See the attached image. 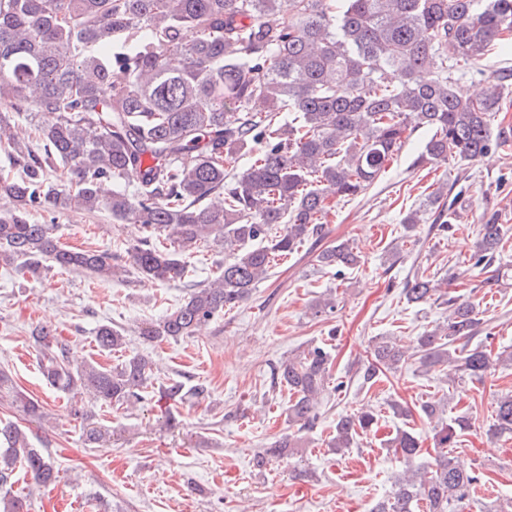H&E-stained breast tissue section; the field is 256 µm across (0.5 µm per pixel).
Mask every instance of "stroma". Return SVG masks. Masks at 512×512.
I'll return each instance as SVG.
<instances>
[{
  "instance_id": "35a3bbf8",
  "label": "stroma",
  "mask_w": 512,
  "mask_h": 512,
  "mask_svg": "<svg viewBox=\"0 0 512 512\" xmlns=\"http://www.w3.org/2000/svg\"><path fill=\"white\" fill-rule=\"evenodd\" d=\"M408 135L371 188L330 202L324 241L348 242L361 258L359 267L334 275L317 265L310 247H301L296 255L278 258L248 300L178 341L148 344L138 331L182 303L188 284L212 277L224 259L220 240L191 254L185 281L157 284L128 266L127 251L142 235L137 225L116 223L104 211L30 210L29 223L52 225L63 245L108 251L127 267L109 280L55 268L34 278L0 267V366L13 379L12 389L0 391V419L16 422L34 447L48 445L60 466L54 489L29 478L19 481L30 495L31 512H55L58 499L77 512H369L403 469L388 439L403 430L429 433L426 421L394 414L392 403L426 400L446 404L448 415L465 410L473 417L474 427L461 437L455 455L466 470L482 473L486 484L459 512H485L496 502L512 512V440L485 434L497 399L512 394V366H493L483 380L466 379L454 388L439 370L412 361L370 386L360 377L372 343L393 337L406 343L444 321L440 302L410 304L402 296L403 282L417 274L448 280L450 294L479 303L491 350L512 347V241L498 258L493 284L470 264L480 224L492 219L512 229V150L468 164L454 236L433 237L420 224L410 238L406 215L424 203L431 188L454 181L460 169L453 163L413 166L428 133L413 126ZM462 269L464 281L453 280ZM327 296L334 299V311L313 315L312 304ZM103 324L123 330L125 349L99 352L95 336ZM40 326L69 341L74 363L94 360L109 367L144 354L158 367L157 383L189 375L207 385L209 396L180 405V424L173 429L164 425L165 406L152 392L129 410H95L89 398L44 381L30 338ZM317 345L333 349L331 375L345 387L324 395L315 426L301 434V454L256 469L255 454L288 431V391L271 388V369ZM17 390L42 402L46 421L27 420L13 402ZM75 404L111 430L109 441L84 447L82 421L71 413ZM362 410L375 412L377 433L360 435L353 448L332 454L327 441L338 415Z\"/></svg>"
}]
</instances>
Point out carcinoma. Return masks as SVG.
<instances>
[{"label": "carcinoma", "mask_w": 512, "mask_h": 512, "mask_svg": "<svg viewBox=\"0 0 512 512\" xmlns=\"http://www.w3.org/2000/svg\"><path fill=\"white\" fill-rule=\"evenodd\" d=\"M510 45L512 0H0V108L37 118L43 147V154L33 152L0 117V148L23 173L0 176V194L13 204L0 217V263L33 276L52 267L103 280L122 273L112 254L64 248L53 225L29 223L27 210L46 205L107 211L118 223L139 225L143 236L130 263L158 283L184 278L188 256L220 232L227 256L212 279L140 328L148 343L191 337L244 302L275 258L322 241L326 201L375 184L411 123L430 132L418 165L462 166L512 148V136L492 127L512 92V69L490 77L478 96L461 84L489 51ZM247 155L250 163L238 168ZM56 165L75 191L48 184L47 170ZM104 181L117 185L110 196L101 194ZM456 201L443 183L403 224L412 231L428 214L429 231L446 236ZM479 236L470 261L489 269L507 231L488 221ZM315 261L339 275L360 258L338 243L320 249ZM438 288L417 275L401 294L426 303ZM443 304L446 326L416 337L409 349L387 341L370 346L363 383L412 357L426 370L444 366L471 379L495 364L512 365V348L494 354L474 343L483 325L478 305L459 296ZM31 339L48 384L83 392L101 409L140 402L155 380L143 354L109 369L96 362L75 369L70 345L49 329L32 331ZM95 341L102 352L126 346L122 330L107 324ZM333 362L331 350L314 346L273 368L272 385L288 388L289 423L315 425ZM207 394L199 382L159 388L170 408ZM14 402L44 419L43 407L23 393ZM418 414L430 425L433 453L412 431L390 439L406 469L371 512H452L481 483L453 457L472 417H448L432 401ZM376 425L370 410L341 415L328 447L341 454ZM84 433L89 445L110 437L93 422ZM487 434L512 436V394L497 401ZM298 448L295 435L285 436L256 453L254 466ZM19 470L41 486L59 477L55 457L4 422L0 512H30L28 497L12 490Z\"/></svg>", "instance_id": "carcinoma-1"}]
</instances>
